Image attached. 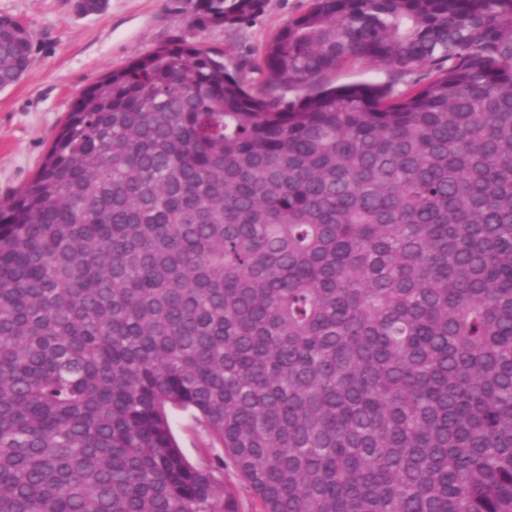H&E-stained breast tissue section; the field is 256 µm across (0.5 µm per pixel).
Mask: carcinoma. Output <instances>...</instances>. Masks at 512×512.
I'll list each match as a JSON object with an SVG mask.
<instances>
[{"instance_id": "1", "label": "carcinoma", "mask_w": 512, "mask_h": 512, "mask_svg": "<svg viewBox=\"0 0 512 512\" xmlns=\"http://www.w3.org/2000/svg\"><path fill=\"white\" fill-rule=\"evenodd\" d=\"M254 69L135 58L0 202V512H236L173 409L262 512H512V0H312ZM416 76L417 74H414L399 79L390 69L373 68L367 64L356 63L329 73L325 81L333 86L361 82L392 83L396 89H402ZM173 434L188 460L201 464L215 454H223L219 441L211 436L188 412L172 411Z\"/></svg>"}]
</instances>
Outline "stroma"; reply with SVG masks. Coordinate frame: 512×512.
Segmentation results:
<instances>
[{"label": "stroma", "instance_id": "1", "mask_svg": "<svg viewBox=\"0 0 512 512\" xmlns=\"http://www.w3.org/2000/svg\"><path fill=\"white\" fill-rule=\"evenodd\" d=\"M195 0H106L97 13L80 0H0V16L33 34L26 77L0 91V200L23 188L39 168L76 97L109 72L173 40L223 51L229 68L257 63L266 43L311 0H266L253 22L200 26ZM173 434L188 460L205 462L222 447L190 414H171Z\"/></svg>", "mask_w": 512, "mask_h": 512}]
</instances>
